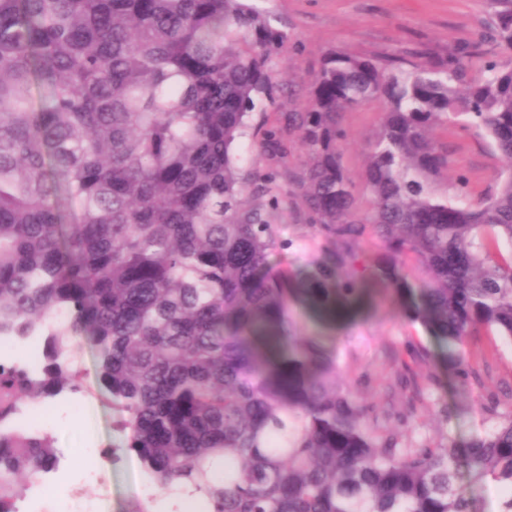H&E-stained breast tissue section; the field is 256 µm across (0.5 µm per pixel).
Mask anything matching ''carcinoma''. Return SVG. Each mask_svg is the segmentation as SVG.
Segmentation results:
<instances>
[{
  "label": "carcinoma",
  "mask_w": 512,
  "mask_h": 512,
  "mask_svg": "<svg viewBox=\"0 0 512 512\" xmlns=\"http://www.w3.org/2000/svg\"><path fill=\"white\" fill-rule=\"evenodd\" d=\"M487 5L511 51L512 0ZM287 41L253 0H0V336L45 337L36 369L0 360V512L55 464L49 433L11 422L82 390L79 340L158 495L190 489L203 512H485L493 484L512 512L511 410L491 432L399 448L288 317L294 299L339 317L336 301L383 282L411 296L405 316L463 386L469 337L512 340V65L474 76L470 44L414 62L332 50L305 111L271 121ZM373 101L362 214L342 118ZM450 124L508 160L496 194L439 188L434 132ZM261 127V152L287 164V137L303 158L282 183L242 165ZM288 198L332 244L291 288L267 219ZM368 235L381 252L339 279Z\"/></svg>",
  "instance_id": "1"
}]
</instances>
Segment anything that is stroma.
<instances>
[{"instance_id":"obj_1","label":"stroma","mask_w":512,"mask_h":512,"mask_svg":"<svg viewBox=\"0 0 512 512\" xmlns=\"http://www.w3.org/2000/svg\"><path fill=\"white\" fill-rule=\"evenodd\" d=\"M276 27L288 35L290 61L275 111L298 112L320 59L330 50L363 55H401L418 51L446 53L448 48L485 39L490 15L483 0H259ZM381 123V108L368 103L345 112L347 135L343 165L353 180L361 210H369L365 187L366 147ZM448 148V177H465L473 197L493 194L503 167L487 140L458 127L437 130ZM272 222L287 247L274 257L295 274L313 267L327 247L306 223L292 200L281 202ZM406 300L392 289L375 286L361 311L331 324L307 305L294 302L292 318L300 336H317L335 348L341 379L371 415L385 416L401 445L436 444L448 437L468 438L492 431L499 415L512 407V341L482 333L471 337L467 357L473 370L469 390H461L448 371L436 340L404 316ZM73 356L86 372L82 392H65L48 401L46 429L59 458L46 488L64 496L80 488L99 512H131L144 497L146 477L136 455L120 453L103 472H90L85 451L118 445L116 415L99 389L88 345Z\"/></svg>"}]
</instances>
